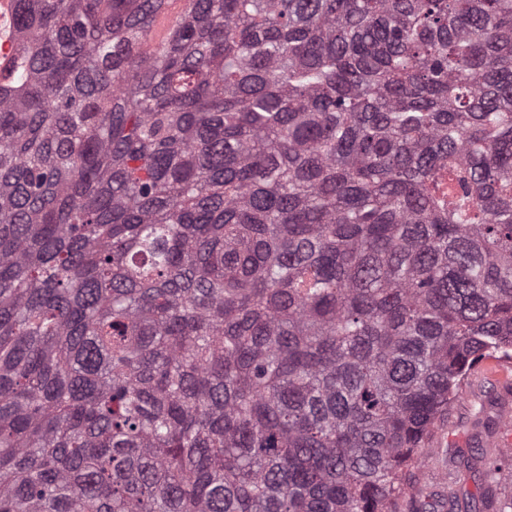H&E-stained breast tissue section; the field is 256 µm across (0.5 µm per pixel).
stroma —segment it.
<instances>
[{
    "instance_id": "stroma-1",
    "label": "stroma",
    "mask_w": 512,
    "mask_h": 512,
    "mask_svg": "<svg viewBox=\"0 0 512 512\" xmlns=\"http://www.w3.org/2000/svg\"><path fill=\"white\" fill-rule=\"evenodd\" d=\"M481 409L498 418L512 416V367H498L489 359L471 371L447 424L435 430L424 464L414 471L413 495L401 512H419L425 503L439 512L443 496L450 492L478 493L480 481L461 467L460 453L496 458L503 469H512V448L506 445L512 432L504 427L490 433L475 428L474 415Z\"/></svg>"
}]
</instances>
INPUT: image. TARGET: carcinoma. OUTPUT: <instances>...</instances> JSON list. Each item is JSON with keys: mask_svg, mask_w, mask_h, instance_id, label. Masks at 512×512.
I'll list each match as a JSON object with an SVG mask.
<instances>
[{"mask_svg": "<svg viewBox=\"0 0 512 512\" xmlns=\"http://www.w3.org/2000/svg\"><path fill=\"white\" fill-rule=\"evenodd\" d=\"M163 5L16 0L0 512H400L512 361V0ZM167 5L157 15L154 28L153 39L150 42L152 46H156L163 39L175 21V18L183 11L184 0H168Z\"/></svg>", "mask_w": 512, "mask_h": 512, "instance_id": "carcinoma-1", "label": "carcinoma"}]
</instances>
